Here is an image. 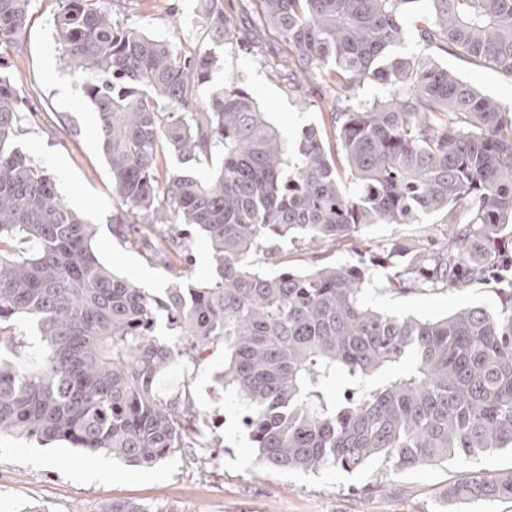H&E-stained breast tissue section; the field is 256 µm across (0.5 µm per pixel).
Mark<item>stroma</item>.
Returning a JSON list of instances; mask_svg holds the SVG:
<instances>
[{
  "instance_id": "stroma-1",
  "label": "stroma",
  "mask_w": 512,
  "mask_h": 512,
  "mask_svg": "<svg viewBox=\"0 0 512 512\" xmlns=\"http://www.w3.org/2000/svg\"><path fill=\"white\" fill-rule=\"evenodd\" d=\"M205 0H107L114 13L149 35L178 48L213 54L217 66L200 90L208 98L236 81L257 101L267 120L289 143L304 127L331 130L325 106L331 93L318 82H297L283 66L284 46L264 32L261 53L239 40L202 37ZM57 0H31L32 20L17 44L0 48V73L10 76L25 100L17 145L49 174L69 207L95 227L93 248L117 274L148 293L162 295L170 283L172 253H158L154 239L130 245L137 229L116 223L118 202L101 148L98 115L84 97L85 76L67 63L54 35ZM437 62L455 70L480 93L512 107V77L501 70L473 65L441 53ZM440 237L436 217L420 224H372L360 232L373 246L389 249L413 238L418 228ZM391 267L376 265L363 290L378 310L439 319L467 305L497 308L505 278L487 276L463 288L414 286L388 288ZM224 368V349L210 348L205 359L179 361L161 376L158 389L191 396L195 417L186 427L188 445L153 467L130 465L98 452L110 465L108 476L93 479L76 468L81 449L65 441L48 444L0 434V512H102L115 499L138 500L156 512H452L444 493L449 485L476 473L512 472V450L496 449L473 461L451 460L396 473L375 461L352 471H282L263 465L243 423L245 403L232 388L214 380Z\"/></svg>"
}]
</instances>
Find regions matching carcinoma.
Returning <instances> with one entry per match:
<instances>
[{"mask_svg": "<svg viewBox=\"0 0 512 512\" xmlns=\"http://www.w3.org/2000/svg\"><path fill=\"white\" fill-rule=\"evenodd\" d=\"M257 23L285 44L304 77L352 97L332 112L337 147L358 186L346 195L329 135L296 147L235 82L198 100L217 60L115 19L105 0H59L55 34L88 76L120 224H142L171 252L188 227L209 243L211 276L178 275L151 295L103 264L93 231L54 178L16 144L22 98L0 76V431L67 441L151 468L184 445L192 400L157 379L179 359L224 345L215 377L249 405L245 425L269 468L395 472L473 460L512 447V291L498 311L461 307L437 320L381 312L362 290L368 270L323 264L317 246L360 248L371 224L437 215L449 239L397 247L409 261L389 287L463 288L500 258L512 226V117L440 66L432 49L512 76V0H255ZM31 0H0V46L25 30ZM424 51L398 52L406 26ZM208 34L233 37L214 6ZM176 159L178 165L168 166ZM213 167L206 179L194 169ZM297 252L306 269L288 266ZM260 255L270 274L251 264ZM177 343L156 338L160 315ZM37 321L46 352L34 372L2 358L22 348L16 322ZM349 385L339 398L329 383ZM448 502L512 499V472L448 485ZM102 512H153L115 500Z\"/></svg>", "mask_w": 512, "mask_h": 512, "instance_id": "obj_1", "label": "carcinoma"}]
</instances>
